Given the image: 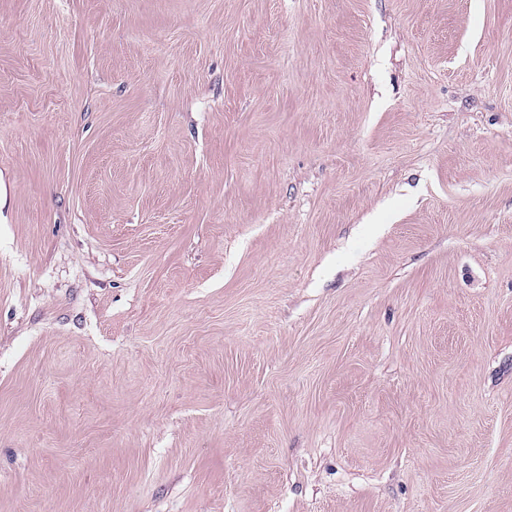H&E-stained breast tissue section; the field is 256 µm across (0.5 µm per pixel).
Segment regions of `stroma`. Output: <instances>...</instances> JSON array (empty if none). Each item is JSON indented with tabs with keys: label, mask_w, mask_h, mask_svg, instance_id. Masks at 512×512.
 I'll list each match as a JSON object with an SVG mask.
<instances>
[{
	"label": "stroma",
	"mask_w": 512,
	"mask_h": 512,
	"mask_svg": "<svg viewBox=\"0 0 512 512\" xmlns=\"http://www.w3.org/2000/svg\"><path fill=\"white\" fill-rule=\"evenodd\" d=\"M0 512H512V0H0Z\"/></svg>",
	"instance_id": "obj_1"
}]
</instances>
